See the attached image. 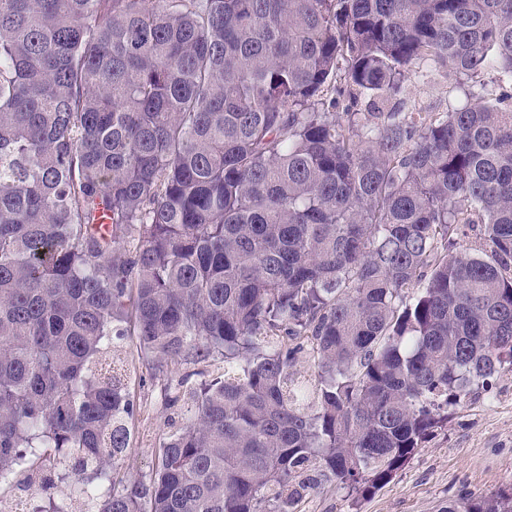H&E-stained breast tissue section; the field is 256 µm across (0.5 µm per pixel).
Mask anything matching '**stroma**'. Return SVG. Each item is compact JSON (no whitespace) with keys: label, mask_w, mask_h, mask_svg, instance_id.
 I'll return each instance as SVG.
<instances>
[{"label":"stroma","mask_w":512,"mask_h":512,"mask_svg":"<svg viewBox=\"0 0 512 512\" xmlns=\"http://www.w3.org/2000/svg\"><path fill=\"white\" fill-rule=\"evenodd\" d=\"M456 78L445 69L406 83L405 111L444 112L464 104ZM129 390L138 406L132 423L128 463L150 474L155 450L177 418L165 406V382L150 378V359L141 355L134 337L122 352ZM512 488V372L498 378L490 392L470 393L451 410L446 426L399 469L381 489L356 501L329 486L306 497L301 512H446L448 503L466 494L488 496Z\"/></svg>","instance_id":"stroma-1"}]
</instances>
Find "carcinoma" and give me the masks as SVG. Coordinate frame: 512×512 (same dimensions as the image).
<instances>
[{"mask_svg": "<svg viewBox=\"0 0 512 512\" xmlns=\"http://www.w3.org/2000/svg\"><path fill=\"white\" fill-rule=\"evenodd\" d=\"M431 65L470 102L401 111ZM127 336L185 405L148 477L118 476ZM505 371L512 0H0V482L29 512L365 498Z\"/></svg>", "mask_w": 512, "mask_h": 512, "instance_id": "obj_1", "label": "carcinoma"}]
</instances>
